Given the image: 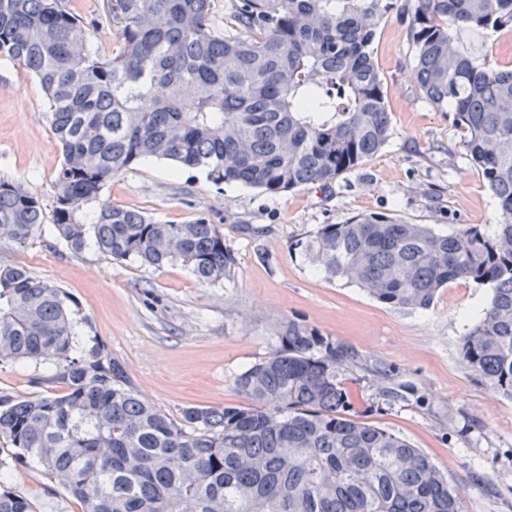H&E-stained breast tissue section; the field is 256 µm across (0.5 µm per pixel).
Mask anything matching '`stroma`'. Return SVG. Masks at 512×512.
Instances as JSON below:
<instances>
[{"instance_id": "stroma-1", "label": "stroma", "mask_w": 512, "mask_h": 512, "mask_svg": "<svg viewBox=\"0 0 512 512\" xmlns=\"http://www.w3.org/2000/svg\"><path fill=\"white\" fill-rule=\"evenodd\" d=\"M86 36L113 48L104 0H66ZM465 50L492 66L512 62V30L462 31ZM375 52L384 77L392 135L384 147L325 186L278 195L217 185L198 170L149 159L112 178V204L167 224L206 218L235 262L223 283L199 282L181 262L115 261L87 246L34 240L17 251L0 244V263L20 262L75 301L132 383L171 419L193 406L238 404L239 374L277 348L276 328L292 319L356 350L362 366L348 382L367 421L389 429L447 470L468 512H512V401L492 393L460 362L457 343L488 300L489 288L455 281L426 311L376 302L356 286L326 279L301 244L324 224L386 214L448 234L493 224L497 202L462 147L451 113L439 111L411 77L410 16L395 6ZM62 151L43 92L30 73L0 60V178L22 181L51 204ZM397 392L382 404L370 383ZM43 368L0 362V394L33 399L62 393ZM8 486L37 512H80L78 502L35 463L11 466Z\"/></svg>"}]
</instances>
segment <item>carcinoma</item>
<instances>
[{
    "label": "carcinoma",
    "instance_id": "1",
    "mask_svg": "<svg viewBox=\"0 0 512 512\" xmlns=\"http://www.w3.org/2000/svg\"><path fill=\"white\" fill-rule=\"evenodd\" d=\"M411 77L453 112L498 220L442 235L356 215L302 245L318 273L377 301L427 309L464 280L491 288L461 336L463 365L512 399V68L460 49L463 30L512 29V0H410ZM391 0H106L118 50L103 55L65 0H0V60L31 72L63 161L51 214L19 180H0V243L52 233L115 261H180L202 283L234 262L205 218L163 224L103 189L147 158L267 194L324 185L392 132L377 31ZM62 288L0 264V362L45 365L61 394L0 395V512H35L5 485L7 461L34 460L81 512H468L421 449L365 422L343 386L359 354L317 328L281 322L279 346L240 374L242 401L189 407L175 421L146 400Z\"/></svg>",
    "mask_w": 512,
    "mask_h": 512
}]
</instances>
